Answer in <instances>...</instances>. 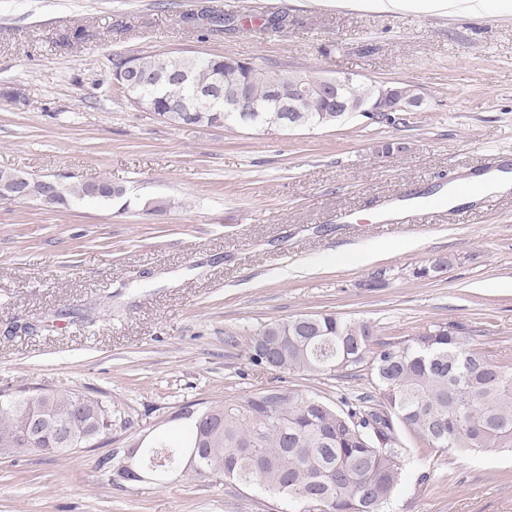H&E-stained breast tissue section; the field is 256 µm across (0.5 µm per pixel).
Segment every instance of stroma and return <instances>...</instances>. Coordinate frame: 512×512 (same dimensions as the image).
Returning a JSON list of instances; mask_svg holds the SVG:
<instances>
[{
	"instance_id": "1",
	"label": "stroma",
	"mask_w": 512,
	"mask_h": 512,
	"mask_svg": "<svg viewBox=\"0 0 512 512\" xmlns=\"http://www.w3.org/2000/svg\"><path fill=\"white\" fill-rule=\"evenodd\" d=\"M484 2L441 15L239 0L297 24L202 39L180 14L224 0H0V89L21 93L0 97V169L107 178L130 202L0 201V391L86 393L116 412L102 447L0 462V512H283L229 480L113 482L97 466L176 431L186 403L277 384L244 357L248 333L275 319L334 313L386 340L456 322L512 364V191L444 200L472 175L512 169V0ZM165 52L405 83L422 104L396 126L172 127L112 79L114 55ZM386 143L402 149L377 157ZM365 252L373 260L356 262ZM439 259L441 276L415 278ZM285 381L333 402L368 390L370 374ZM403 443L391 512H512L511 455Z\"/></svg>"
}]
</instances>
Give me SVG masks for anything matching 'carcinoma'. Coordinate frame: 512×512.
<instances>
[{
    "label": "carcinoma",
    "mask_w": 512,
    "mask_h": 512,
    "mask_svg": "<svg viewBox=\"0 0 512 512\" xmlns=\"http://www.w3.org/2000/svg\"><path fill=\"white\" fill-rule=\"evenodd\" d=\"M205 23L195 32L242 24L245 16L201 11ZM144 83L143 111L181 127L318 128L354 116L336 111V103L318 90L322 77L312 70L270 67L234 56L207 58L174 53L112 57V79L128 95L122 79L130 60ZM309 91L299 112H282L271 93L283 98L296 84ZM374 86L345 77L341 100L369 105ZM245 91L256 111L249 121L224 111V94ZM30 198L55 197L112 201L124 190L101 178L77 186L56 178L29 177ZM462 325L441 323L426 333L383 341L363 320L331 313H303L260 325L247 346L249 364L258 370L301 376L348 377L368 368L371 390L342 394L327 402L296 388L262 387L241 399L183 407V436H159L139 449L144 461L160 468V477L183 474L182 460L196 452V477L231 480L275 493L302 506L303 512H386L403 475L406 448L401 435L418 438L431 451H512V366L472 347ZM99 411L90 418L98 428L115 416L103 400L84 393L49 392L45 409L64 426H77L76 404ZM212 419L199 422L194 413ZM28 402L21 394L0 392V459L22 457L17 448L28 429Z\"/></svg>",
    "instance_id": "obj_1"
}]
</instances>
